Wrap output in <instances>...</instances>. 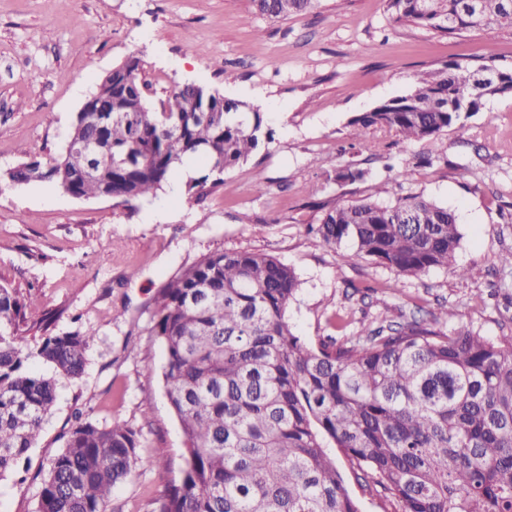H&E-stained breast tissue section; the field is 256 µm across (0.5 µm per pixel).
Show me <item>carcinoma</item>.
<instances>
[{"mask_svg": "<svg viewBox=\"0 0 512 512\" xmlns=\"http://www.w3.org/2000/svg\"><path fill=\"white\" fill-rule=\"evenodd\" d=\"M317 0H250L286 20ZM397 22L440 35L512 28V0H387ZM449 62L413 76L410 89L352 117L358 144L387 129L433 143L463 130L486 98L512 93V67ZM140 60L112 68L76 114L61 154L29 157L7 173L16 184L49 182L78 197H110L128 209L154 195L186 160L207 170L187 183L200 196L218 175L271 141L262 113L197 84L159 107L139 79ZM96 145V153L87 145ZM338 183H365L356 163ZM316 234L350 246L399 278L449 267L462 236L450 209L419 195L393 204L363 199L323 206ZM294 268L255 251L213 252L157 293L156 337L165 353L168 403L184 438L185 469L156 512H359L329 449L341 451L402 512H512V336L445 330L443 305L429 322L361 324L357 335L316 344L287 319L299 289ZM22 298L0 285V476L34 447L56 398V379L28 370L39 358L78 378L93 327L29 346ZM139 434L121 422L76 424L42 479L37 512H108L112 489L144 463Z\"/></svg>", "mask_w": 512, "mask_h": 512, "instance_id": "carcinoma-1", "label": "carcinoma"}]
</instances>
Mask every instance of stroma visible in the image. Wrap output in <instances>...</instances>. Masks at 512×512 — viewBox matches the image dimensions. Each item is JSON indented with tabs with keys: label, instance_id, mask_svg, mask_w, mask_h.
Segmentation results:
<instances>
[{
	"label": "stroma",
	"instance_id": "stroma-1",
	"mask_svg": "<svg viewBox=\"0 0 512 512\" xmlns=\"http://www.w3.org/2000/svg\"><path fill=\"white\" fill-rule=\"evenodd\" d=\"M489 51L495 64H511L512 29L440 36L395 21L387 0H317L285 20L255 14L249 0H0V173L27 154L58 156L99 78L132 56L152 103L195 83L259 107L273 133L200 199L165 189L131 211L47 183L0 182V284L39 299L26 309L28 341L96 332L84 373L58 378L37 444L0 478V512H36V474L63 450L77 412L140 430V456L168 449L162 465L137 467L112 491L113 512H151L164 477L184 466L163 350L150 336L153 298L211 252H264L293 267L301 285L288 321L311 343L334 335L336 312L356 330L365 319H427L443 302L456 325L490 338L512 333L502 320L512 313V271L497 263L512 249V95L487 99L465 130L432 145L377 130L363 150L349 124L405 93L414 73ZM434 149L447 151V165L419 164ZM351 161L370 168L372 181H334ZM409 194L455 212L454 264L470 277L436 268L401 280L308 230L324 202Z\"/></svg>",
	"mask_w": 512,
	"mask_h": 512
}]
</instances>
